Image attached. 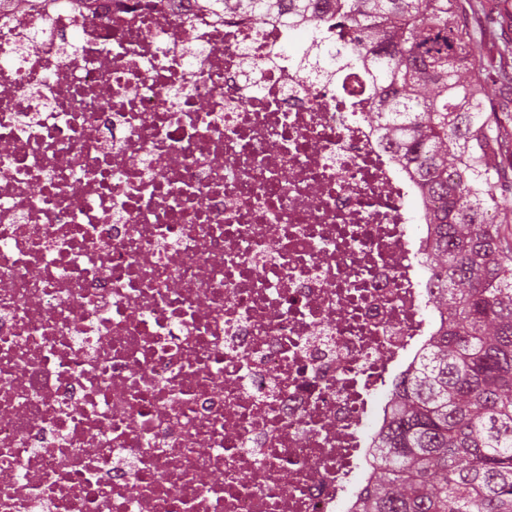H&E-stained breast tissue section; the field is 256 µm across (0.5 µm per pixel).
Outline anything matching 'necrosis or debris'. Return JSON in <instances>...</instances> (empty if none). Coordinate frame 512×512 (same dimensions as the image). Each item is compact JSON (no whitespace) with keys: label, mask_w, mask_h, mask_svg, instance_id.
Listing matches in <instances>:
<instances>
[{"label":"necrosis or debris","mask_w":512,"mask_h":512,"mask_svg":"<svg viewBox=\"0 0 512 512\" xmlns=\"http://www.w3.org/2000/svg\"><path fill=\"white\" fill-rule=\"evenodd\" d=\"M290 32L0 11V512H354L438 322L425 208Z\"/></svg>","instance_id":"4bbe7bcc"}]
</instances>
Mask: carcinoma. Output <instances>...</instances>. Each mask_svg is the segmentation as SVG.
Instances as JSON below:
<instances>
[{
	"mask_svg": "<svg viewBox=\"0 0 512 512\" xmlns=\"http://www.w3.org/2000/svg\"><path fill=\"white\" fill-rule=\"evenodd\" d=\"M306 31L336 19L331 56L315 42L311 77L371 74L368 121L423 199L430 300L440 323L391 399L356 512H512V134L470 50L461 0H203L256 22Z\"/></svg>",
	"mask_w": 512,
	"mask_h": 512,
	"instance_id": "cac0c4a2",
	"label": "carcinoma"
}]
</instances>
